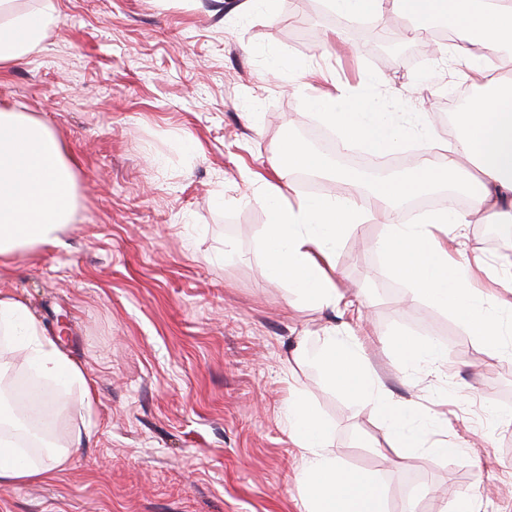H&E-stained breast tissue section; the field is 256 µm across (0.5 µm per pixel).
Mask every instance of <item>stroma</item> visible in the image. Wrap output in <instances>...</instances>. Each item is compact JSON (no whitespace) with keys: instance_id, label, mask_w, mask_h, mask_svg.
<instances>
[{"instance_id":"1","label":"stroma","mask_w":512,"mask_h":512,"mask_svg":"<svg viewBox=\"0 0 512 512\" xmlns=\"http://www.w3.org/2000/svg\"><path fill=\"white\" fill-rule=\"evenodd\" d=\"M14 0L53 5L31 54L0 68V108L55 129L75 163L78 209L59 245L17 252L0 285L28 305L95 391L43 381L81 433L48 482H0V512H300V451L282 405L304 390L341 462L371 474L385 512H512V356L496 355L448 309L411 298L375 250L379 201L336 248V286L358 315L289 304L265 274L259 202L287 136L322 122L311 98L374 77L393 111L429 113L437 155L453 139L449 91L481 90L460 58L428 51L386 5L378 32L327 22L314 0ZM512 226L479 225L448 247L460 263L512 268ZM361 341L394 406L446 399L448 453L387 451L374 407L345 400L294 350L331 325ZM438 338L442 370L407 368L383 345Z\"/></svg>"}]
</instances>
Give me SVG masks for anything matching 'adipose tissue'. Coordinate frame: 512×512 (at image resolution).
I'll list each match as a JSON object with an SVG mask.
<instances>
[{"label": "adipose tissue", "instance_id": "obj_1", "mask_svg": "<svg viewBox=\"0 0 512 512\" xmlns=\"http://www.w3.org/2000/svg\"><path fill=\"white\" fill-rule=\"evenodd\" d=\"M413 2L445 17L453 33L448 51L465 57L473 77L485 79L487 93L460 113L447 157L389 177L378 189L391 212L404 199L440 186L461 190L467 209L451 204L413 224L390 219L375 247L388 271L403 280L413 296L450 308L487 337L494 351L511 354L512 301L489 296L475 285L473 273L458 272L440 236L449 227L468 226L480 214L512 226V0ZM53 21L48 5L0 23V66L37 49ZM477 39L485 54L470 52ZM491 50L498 52L497 62H490ZM495 65L502 73L493 78L489 71ZM311 105L348 146L386 153L412 136L435 139L429 116L404 126L369 85L354 94L312 98ZM273 167L280 177L293 169L323 177L333 173L321 153L294 138L282 145ZM76 200V173L54 131L26 113L0 109V264L20 250L59 243L61 232L73 221ZM259 200L269 215L261 241L268 279L317 308L351 309L352 300L336 286L335 256L340 241L369 218L358 200L329 195L291 199L275 185L264 186ZM0 335L24 353L37 376L79 385L85 399H93L82 368L44 333L24 301L6 289H0ZM387 345L407 366L423 362L437 368L447 361L434 340L398 334L389 337ZM299 356L311 361L325 383L345 399L377 408L398 457H412L420 449L442 450V442L431 437L432 423L412 407L390 409L386 390L365 365L358 338L329 328L321 345L300 348ZM284 413L288 436L301 451L296 482L303 512H381L376 481L340 462L327 423L304 391L290 390ZM70 456L66 446L32 455L21 442L18 424L6 421L0 412V482L53 477L66 470Z\"/></svg>", "mask_w": 512, "mask_h": 512}]
</instances>
